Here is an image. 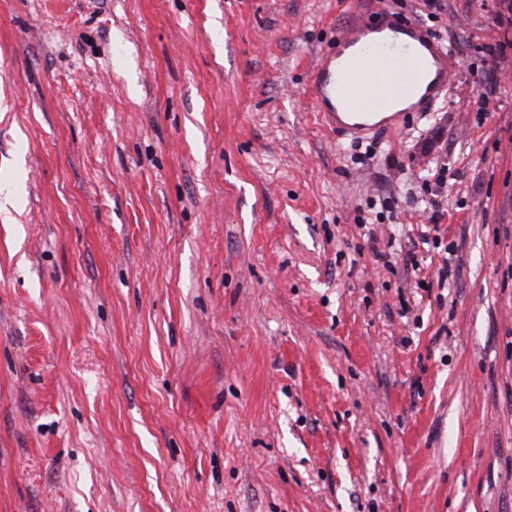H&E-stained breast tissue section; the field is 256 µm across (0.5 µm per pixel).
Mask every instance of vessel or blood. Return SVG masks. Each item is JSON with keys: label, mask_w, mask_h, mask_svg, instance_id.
I'll list each match as a JSON object with an SVG mask.
<instances>
[{"label": "vessel or blood", "mask_w": 512, "mask_h": 512, "mask_svg": "<svg viewBox=\"0 0 512 512\" xmlns=\"http://www.w3.org/2000/svg\"><path fill=\"white\" fill-rule=\"evenodd\" d=\"M451 68L434 40L417 23L361 20L346 29L309 74L321 112L345 135L379 130L388 104L412 96L419 81L432 79V94L449 87Z\"/></svg>", "instance_id": "vessel-or-blood-1"}]
</instances>
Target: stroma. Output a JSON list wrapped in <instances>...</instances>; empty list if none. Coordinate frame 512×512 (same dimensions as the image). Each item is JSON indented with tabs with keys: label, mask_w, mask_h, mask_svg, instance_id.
<instances>
[{
	"label": "stroma",
	"mask_w": 512,
	"mask_h": 512,
	"mask_svg": "<svg viewBox=\"0 0 512 512\" xmlns=\"http://www.w3.org/2000/svg\"><path fill=\"white\" fill-rule=\"evenodd\" d=\"M446 3L0 0V512H512V29ZM385 10L451 89L340 136ZM379 22L381 27L374 28L369 19L360 20L346 29L309 74L319 112L343 135H367L387 125L380 118L387 105L409 99L431 72L427 96L449 89L448 59L431 36L415 22L395 24L386 13Z\"/></svg>",
	"instance_id": "stroma-1"
}]
</instances>
